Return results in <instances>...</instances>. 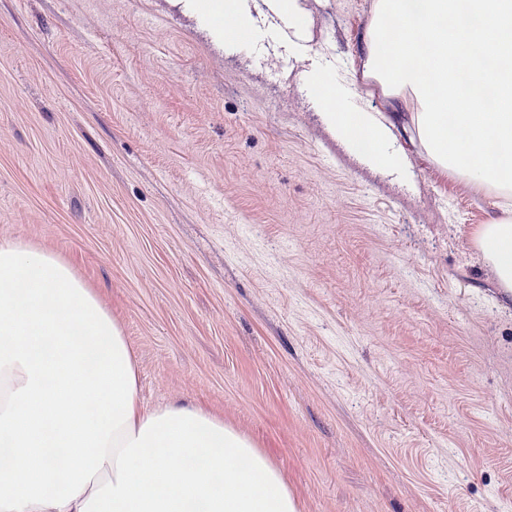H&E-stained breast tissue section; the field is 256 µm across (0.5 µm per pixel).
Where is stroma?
I'll return each mask as SVG.
<instances>
[{
  "label": "stroma",
  "mask_w": 512,
  "mask_h": 512,
  "mask_svg": "<svg viewBox=\"0 0 512 512\" xmlns=\"http://www.w3.org/2000/svg\"><path fill=\"white\" fill-rule=\"evenodd\" d=\"M225 42L185 0H0V242L59 254L150 406L250 437L299 512H512V300L474 245L501 213L404 143L384 173L338 107L375 0H248Z\"/></svg>",
  "instance_id": "stroma-1"
}]
</instances>
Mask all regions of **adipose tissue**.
<instances>
[{
    "label": "adipose tissue",
    "mask_w": 512,
    "mask_h": 512,
    "mask_svg": "<svg viewBox=\"0 0 512 512\" xmlns=\"http://www.w3.org/2000/svg\"><path fill=\"white\" fill-rule=\"evenodd\" d=\"M369 77L413 99L409 122L329 108L380 170L401 134L437 167L512 202V0H376ZM476 248L512 297V212ZM0 512H297L280 468L197 408L143 406L119 325L54 252L0 243Z\"/></svg>",
    "instance_id": "1"
}]
</instances>
